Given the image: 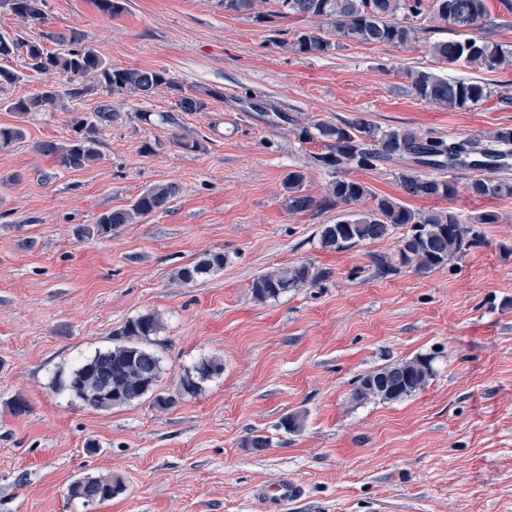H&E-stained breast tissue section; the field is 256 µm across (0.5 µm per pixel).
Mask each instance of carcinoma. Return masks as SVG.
I'll use <instances>...</instances> for the list:
<instances>
[{
  "mask_svg": "<svg viewBox=\"0 0 512 512\" xmlns=\"http://www.w3.org/2000/svg\"><path fill=\"white\" fill-rule=\"evenodd\" d=\"M10 12L24 22L44 19V0H5ZM271 4L273 11H260L258 5ZM224 11L254 15L265 22L269 17L297 18L312 26L295 33L289 47L302 54L327 55L342 41L365 44L406 45L429 31V28L408 24L412 18L424 17L443 30L452 26L467 34L462 40L446 39L431 43L430 51L439 62L450 67L495 70L512 66V49L489 40L488 9L485 0H219ZM59 45L46 48L45 41ZM23 60L24 67L36 73H51L64 81V88H46L33 97L7 102V109L20 115L31 112L71 113L69 127L75 136L62 143L43 141L37 151L58 160L71 170H82L100 160V136L117 120L112 100L137 96L149 99L162 89L177 97L182 112H205L210 90L188 93L184 85L165 69L150 70L121 68L108 62L84 35L73 31L68 35L45 33L41 39H24L0 34V60ZM409 87L417 97L451 109H471L485 98L487 88L475 80L448 78L424 70L407 72ZM105 93L94 116L84 117L72 112L65 99L77 100L92 89ZM139 121L147 124H173L175 117L168 112L141 110ZM304 140L325 143L327 152L314 156L321 168L340 171L354 165L370 170L382 160H402L425 155L436 158L433 166L454 168L457 157L467 152L489 158L512 154V129L503 128L493 135L495 147L482 141L465 139L447 142L424 138L404 128L383 129L369 120L357 117L334 124L322 119L300 129ZM20 125L0 126V149L23 140ZM402 191L411 197L448 200L458 191L457 185L444 179L425 177L403 169L397 173ZM306 175L291 170L284 178L288 211L302 213L313 208L338 209L336 223L324 224L320 231L321 245L330 249H349L364 242H375L392 236L403 228L398 249L377 255L374 263L381 273H391L411 266L429 273L462 258L470 249L483 245L479 224H494L497 216L490 212L464 218L441 209L427 213L414 212L390 198H378L375 205L362 212L357 206L372 196L363 183L338 178L331 183L327 197L318 201L302 193ZM471 194L488 198H512V179L482 175L470 180ZM179 188L173 183L156 184L143 191L130 205L101 214L96 224L78 229V236L102 237L121 224H138L147 216L163 211ZM222 251H209L197 261L180 267L176 279L193 285L202 277L224 268ZM325 276L308 263L277 267L255 277L251 284L255 299L275 300L291 289L311 285ZM164 329L161 316L146 312L125 321L116 333L115 343L98 350L75 366L59 389L68 392L83 405L95 410H110L130 405L150 397L153 405L169 409L179 401L194 396L201 384L220 374L224 366L216 357L202 358L184 371L170 392L157 391L162 371L161 358L148 347L150 339ZM434 375L433 358L417 356L399 360L359 379L351 394L356 404L368 401L396 402L423 389ZM125 491L118 478L110 475L85 476L72 482L70 498L84 505L104 504Z\"/></svg>",
  "mask_w": 512,
  "mask_h": 512,
  "instance_id": "obj_1",
  "label": "carcinoma"
}]
</instances>
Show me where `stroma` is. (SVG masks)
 <instances>
[{
	"label": "stroma",
	"mask_w": 512,
	"mask_h": 512,
	"mask_svg": "<svg viewBox=\"0 0 512 512\" xmlns=\"http://www.w3.org/2000/svg\"><path fill=\"white\" fill-rule=\"evenodd\" d=\"M44 13L24 23L2 4L0 34L77 29L115 66L165 69L215 96L204 112L178 111L166 91L114 100L120 117L100 160L74 171L36 150L70 137L68 113L4 106L40 92L48 76L23 70L0 89V125L26 130L0 151V512H263L286 481L302 489L287 512H512V198L472 196L474 170L425 167L459 186L445 208L498 220L480 225L483 245L460 260L383 274L373 258L396 250V237L323 248L335 210L289 213L284 187L300 169L304 193L318 200L342 176L413 211L435 208L403 193L397 162L316 167L323 148L302 142L300 126L361 116L425 137L485 140L512 128V68L437 61L429 44L449 30L407 46L345 41L326 56L301 54L288 42L305 21L261 23L218 0H125L115 18L94 0H46ZM411 69L481 81L490 96L465 111L430 104L412 94ZM258 99L275 112L256 110ZM140 109L176 122L142 124ZM183 136L201 149H182ZM161 183L179 187L165 211L79 238V226ZM213 250L224 253L223 270L191 286L175 280ZM300 262L327 279L254 299L255 275ZM145 312L164 321L152 343L160 389L203 357L220 358L223 372L168 410L145 399L99 411L56 390ZM418 355L434 358L424 389L351 402L360 377ZM18 396L29 404L22 417L9 409ZM290 413L304 415L301 432L280 428ZM256 434L270 448L244 447ZM101 474L121 478L125 492L89 507L69 498L73 481Z\"/></svg>",
	"instance_id": "1"
}]
</instances>
